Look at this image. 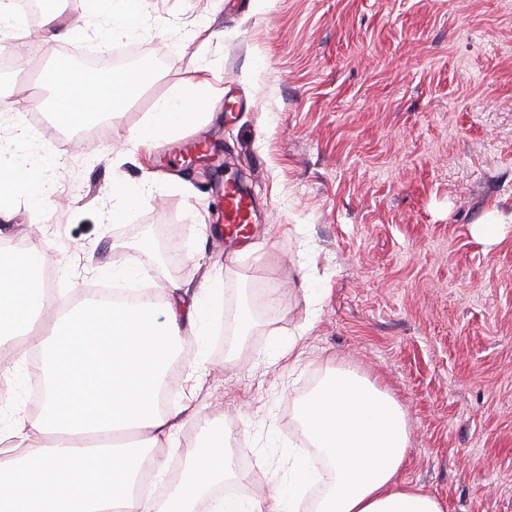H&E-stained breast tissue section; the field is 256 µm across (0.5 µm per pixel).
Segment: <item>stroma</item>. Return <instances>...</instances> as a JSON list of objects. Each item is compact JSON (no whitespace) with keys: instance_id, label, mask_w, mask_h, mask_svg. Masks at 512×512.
Masks as SVG:
<instances>
[{"instance_id":"obj_1","label":"stroma","mask_w":512,"mask_h":512,"mask_svg":"<svg viewBox=\"0 0 512 512\" xmlns=\"http://www.w3.org/2000/svg\"><path fill=\"white\" fill-rule=\"evenodd\" d=\"M58 17L67 49L101 55L140 40L167 63L141 74L124 112L94 137L48 114L33 129L29 185L0 207V240L42 239L62 309L113 284L140 258L132 284L187 289L201 308L167 410L195 392L196 416L158 442L161 471L211 430L244 439L235 455L259 468L251 495L288 486L298 455L293 420L315 379L340 368L363 376L402 409L410 434L403 476L443 512H512V223L491 243L481 232L512 213V0H139L131 16ZM0 158L4 132L32 99L51 97L35 75L50 67L0 34ZM208 80L248 102L158 141L208 140L224 171L161 166L126 150L159 102ZM70 131L72 148L53 144ZM243 176L255 235L228 252L219 181ZM139 194L111 224L112 190ZM177 241L164 267L141 253L143 235ZM298 340L295 364L278 348ZM205 370H197L198 362ZM13 379L0 422L39 410V365L25 344L0 361Z\"/></svg>"}]
</instances>
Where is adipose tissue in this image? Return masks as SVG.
<instances>
[{"mask_svg": "<svg viewBox=\"0 0 512 512\" xmlns=\"http://www.w3.org/2000/svg\"><path fill=\"white\" fill-rule=\"evenodd\" d=\"M52 100L39 107L65 109L68 122L91 113L116 116L131 101L125 77H112L101 93L91 82L75 86L71 71H53ZM219 87H178L150 121L132 131L131 147L157 141L180 127L181 111H199L215 101ZM31 265L14 261L8 279L0 280V358L10 355L7 341L26 337L38 350L50 392L36 421L15 419L1 436L0 512H194L214 485L232 477L231 456L223 437L203 447L184 449L188 471L166 499L139 491L143 459L133 445L111 446L106 454L86 445V436L125 429H153L171 438L172 417L156 412V395L172 345L196 322L194 307L160 304L155 289H143L138 305L75 304L33 321L27 303L40 287ZM101 337L102 351L86 347L82 334ZM97 385L87 404L84 377ZM306 437L326 457L329 482L312 512H442L434 497L413 490L401 478L408 432L399 406L382 389L348 370H335L299 408ZM315 475L293 459L287 489L239 504L219 503L220 512H299Z\"/></svg>", "mask_w": 512, "mask_h": 512, "instance_id": "adipose-tissue-1", "label": "adipose tissue"}]
</instances>
